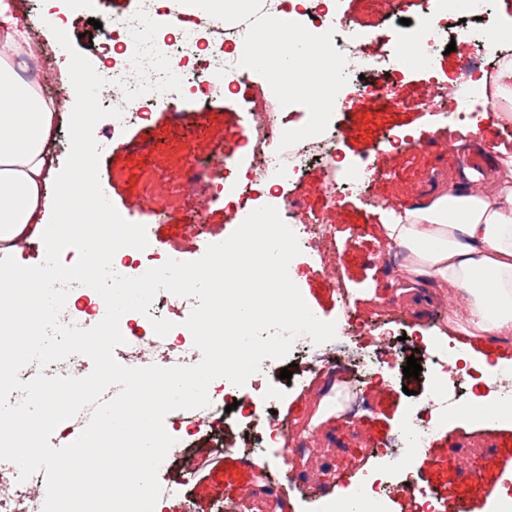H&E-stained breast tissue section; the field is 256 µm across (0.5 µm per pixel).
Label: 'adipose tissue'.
<instances>
[{
    "instance_id": "adipose-tissue-1",
    "label": "adipose tissue",
    "mask_w": 512,
    "mask_h": 512,
    "mask_svg": "<svg viewBox=\"0 0 512 512\" xmlns=\"http://www.w3.org/2000/svg\"><path fill=\"white\" fill-rule=\"evenodd\" d=\"M15 0H0V288L23 279L15 261L21 243L58 246L74 233L48 188L81 195L90 162L80 153L77 171L55 180L56 101L16 73L20 54L38 56ZM56 213L58 232L48 229ZM386 240L406 252L408 273L436 292L462 298L448 322L470 336L512 340V156L497 159L488 174L433 188L429 198L405 205L382 227Z\"/></svg>"
}]
</instances>
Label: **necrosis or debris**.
I'll return each instance as SVG.
<instances>
[{"instance_id": "4bbe7bcc", "label": "necrosis or debris", "mask_w": 512, "mask_h": 512, "mask_svg": "<svg viewBox=\"0 0 512 512\" xmlns=\"http://www.w3.org/2000/svg\"><path fill=\"white\" fill-rule=\"evenodd\" d=\"M487 0H472V11L482 14L481 28L470 31L469 39L481 53L491 54V61L482 67L462 65L459 81L448 88L447 95L453 105V114L465 118L474 104L486 107L497 104L496 75L505 53L491 52L490 34L495 24L488 15ZM428 25L422 31V40L427 52H434L446 43L454 25L461 17L460 0H425ZM286 12L289 23L297 32L309 33L326 43L327 48L312 68L295 72V81L307 88V101L317 105L311 122L305 126L284 128V114L294 102L284 92L285 78L282 75L279 52L273 51L262 57L257 67L246 68L235 61L237 50L252 40L262 26L264 14L271 8ZM157 17H177L178 33H166L157 47L170 58L172 70L182 79L180 92L150 93L124 102L120 87H113L111 96L115 102L123 103L122 118L113 120V130H120L137 119L143 118L152 108L164 105L176 107L182 96L188 95L196 103L204 104L218 93L228 91L241 95L250 110V124L242 134L243 146L251 158L245 174L246 189L250 193L260 192L262 186L275 177L287 180L300 179L308 166L317 163L327 173L323 189L324 206L335 209L337 196L345 190L361 187L358 178H337L336 135L331 124L330 111L341 92L356 87L359 95L373 99H388L394 85L404 77L406 63L399 47H392L386 57L370 58L361 53L358 41L362 36L347 18L338 16L329 5V0H256V8L246 18H236L228 5H214L207 19L197 14L174 8L172 0H160L154 5ZM262 71L265 85L254 84L255 71ZM376 72L377 82H360L361 74ZM283 221L295 233L300 248H309L331 238L330 225L319 218L308 215L303 201L295 196L285 198L280 210ZM75 300L66 304L61 320L88 329L98 324L106 313L104 301H92V288L73 285ZM162 316L161 304L151 305L148 314L129 312L120 320V331L125 339L117 347L119 357L147 366L148 358L140 353L145 339L153 337L152 319ZM291 352L299 359L303 371H314L335 377L341 364L340 358L331 350L330 343L317 344L309 336H299ZM276 361L264 359L258 373L249 379L255 391L254 397L239 399L238 388L231 382L221 386L224 405H236L246 433L242 444L245 460L258 457L263 448L279 441H287L289 449H297L298 442L290 438L287 425L273 415L261 391L273 376ZM434 376L447 377L452 381L468 383L472 389L482 391L487 385L480 375L467 368L463 359L448 350H436L431 358ZM498 398L512 396V374H500L491 385ZM448 391L440 389L438 395L413 410L409 426L402 431L404 445L419 449L430 442L433 434L448 426ZM400 455L389 452L385 455L382 474L377 475L368 487L356 492L353 500L339 499L324 506L322 512H382L389 485L387 476L400 470ZM15 469L0 467V512H41L44 499L35 490L38 477L19 481Z\"/></svg>"}]
</instances>
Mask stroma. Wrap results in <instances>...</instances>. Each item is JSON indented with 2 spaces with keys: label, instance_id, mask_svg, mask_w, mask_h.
<instances>
[{
  "label": "stroma",
  "instance_id": "obj_1",
  "mask_svg": "<svg viewBox=\"0 0 512 512\" xmlns=\"http://www.w3.org/2000/svg\"><path fill=\"white\" fill-rule=\"evenodd\" d=\"M32 18L29 33L40 42L46 58L56 64L45 71L49 89L64 88L59 100V125L54 146L57 165L69 154L68 125L75 103L69 78V56L52 30L60 28L88 60H103L109 46L106 29L93 23L112 15L136 13L142 0H105L98 7H80L72 0H23ZM338 10L352 24L369 30L364 54L377 58L388 49L385 36L406 32L424 17L420 0H339ZM471 41L460 36L456 49L438 55L435 67L410 66L393 90L402 106L372 102L354 91L343 92L336 102L332 121L336 126L344 172L369 169L362 195L341 199L335 210L323 208L321 185L326 174L321 166L310 167L302 182L284 183L285 194L305 199L306 210L323 215L333 229L334 248L324 259L309 251L292 259L289 276L299 288L310 311L318 319L351 327L334 343L354 349L363 345L379 350L381 373L365 380V408L357 416L337 412L336 386L327 378L306 373L292 382L277 378L270 384V404L293 434L302 435L305 451L287 461L280 445L265 449L258 458L265 477L240 463L238 452L224 459L207 477L186 472L185 461L168 456L158 471L163 489L160 512H183L192 500L197 512H227L233 504L263 499L266 486L279 492L277 512H311L314 502L341 497L346 489L362 488L383 460L375 450L393 441L411 407L426 401L436 381L428 356L433 345L452 351L470 349L485 355L498 370H512V342L490 343L450 330L448 301L433 297L429 288L403 291L397 277L398 251H387L381 226L387 222V202H406L424 197L435 180L446 173L466 169V158L478 152L490 158L498 149L512 154V120L496 113L478 111L462 121H445L434 87L454 84L463 61L479 60ZM247 119L240 97L226 94L202 106L193 102L177 108L152 109L146 119L112 130L111 119H102L93 134L101 147L99 178L102 190L120 215L144 225L147 238L158 253L178 249L181 260L201 258L207 247L226 240L236 220L225 212L223 202L206 203L207 190L225 186L239 190L249 164L239 136ZM409 132L417 146L390 150L384 141L393 133ZM196 157L208 181L187 186V161ZM340 267L348 291L339 299L329 284L333 267ZM417 356L422 371L405 378L409 356ZM238 415L203 425L197 435L175 432L176 445L192 449L195 463L209 458L212 445L238 439ZM404 471L391 476L392 498L386 512H406L407 474L417 487L432 496L439 512H451L456 499L468 500L474 512H494L500 493L499 471L512 468V421L456 419L447 431L435 433L421 450H406Z\"/></svg>",
  "mask_w": 512,
  "mask_h": 512
}]
</instances>
